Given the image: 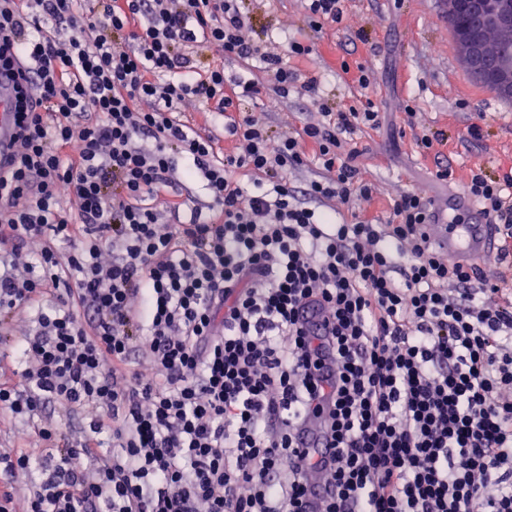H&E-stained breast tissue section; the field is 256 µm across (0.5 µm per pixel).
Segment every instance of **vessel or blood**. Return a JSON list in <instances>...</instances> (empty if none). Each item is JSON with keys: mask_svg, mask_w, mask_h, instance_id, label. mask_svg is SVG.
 I'll list each match as a JSON object with an SVG mask.
<instances>
[{"mask_svg": "<svg viewBox=\"0 0 512 512\" xmlns=\"http://www.w3.org/2000/svg\"><path fill=\"white\" fill-rule=\"evenodd\" d=\"M13 83L9 76L0 77V158L14 151ZM435 221L425 230L437 250L458 260H475L485 255L493 246L492 226L472 205L461 191L451 192L447 203H435ZM465 214L470 218L466 224L449 223L450 214ZM299 445L304 458L320 459L329 456L328 440L316 426H309L299 433Z\"/></svg>", "mask_w": 512, "mask_h": 512, "instance_id": "obj_1", "label": "vessel or blood"}]
</instances>
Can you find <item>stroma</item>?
Masks as SVG:
<instances>
[{"label": "stroma", "mask_w": 512, "mask_h": 512, "mask_svg": "<svg viewBox=\"0 0 512 512\" xmlns=\"http://www.w3.org/2000/svg\"><path fill=\"white\" fill-rule=\"evenodd\" d=\"M242 9L250 19L246 34L259 48L291 38L313 43L307 59L290 65L299 81L316 75L321 84L318 96L293 92L272 108L244 99L241 111L270 131L291 135L316 117L318 97L335 112L368 98L383 113L379 128L357 132L347 144L358 153L361 178L376 189L370 211L387 216L407 190L443 194L445 182L433 177L439 162L460 175L512 165V101L475 84L464 71L438 0H344L341 23L319 31L309 27L300 0H243ZM345 60L372 66L369 88L342 72ZM474 123L482 129L478 141L468 132ZM425 135L436 139L427 152L419 144Z\"/></svg>", "instance_id": "1"}]
</instances>
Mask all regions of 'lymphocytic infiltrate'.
Wrapping results in <instances>:
<instances>
[{
    "label": "lymphocytic infiltrate",
    "mask_w": 512,
    "mask_h": 512,
    "mask_svg": "<svg viewBox=\"0 0 512 512\" xmlns=\"http://www.w3.org/2000/svg\"><path fill=\"white\" fill-rule=\"evenodd\" d=\"M239 2L96 0L84 14L78 0H0V72L18 92L0 163V342L21 358L0 409L38 436L0 451V512L34 462L26 512H307L317 473V512H512V277L441 256L423 192L370 215L373 188L340 148L380 127L371 100L295 136L240 112L319 81L287 63L311 45L257 49ZM199 48L270 82L198 66ZM187 101L206 104L205 125L181 119ZM310 162L317 177L291 185ZM434 176L460 180L512 252V171ZM183 178L207 208L162 222L180 205L160 190ZM336 199L350 221L327 211ZM312 302L320 334L300 320ZM51 402L82 415V438L43 422ZM308 424L334 452L306 473Z\"/></svg>",
    "instance_id": "lymphocytic-infiltrate-1"
}]
</instances>
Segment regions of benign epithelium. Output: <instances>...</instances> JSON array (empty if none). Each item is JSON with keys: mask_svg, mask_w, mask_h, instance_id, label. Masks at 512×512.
Returning <instances> with one entry per match:
<instances>
[{"mask_svg": "<svg viewBox=\"0 0 512 512\" xmlns=\"http://www.w3.org/2000/svg\"><path fill=\"white\" fill-rule=\"evenodd\" d=\"M441 17L454 19L464 11L475 19L456 25L454 41L468 74L498 96L512 100V0H441Z\"/></svg>", "mask_w": 512, "mask_h": 512, "instance_id": "benign-epithelium-1", "label": "benign epithelium"}]
</instances>
